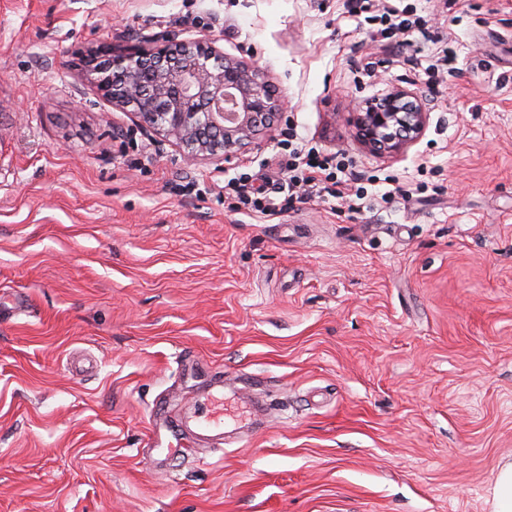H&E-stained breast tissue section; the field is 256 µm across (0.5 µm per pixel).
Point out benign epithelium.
I'll return each instance as SVG.
<instances>
[{"instance_id":"obj_1","label":"benign epithelium","mask_w":512,"mask_h":512,"mask_svg":"<svg viewBox=\"0 0 512 512\" xmlns=\"http://www.w3.org/2000/svg\"><path fill=\"white\" fill-rule=\"evenodd\" d=\"M101 53L107 59L91 83L102 97L191 160L231 161L282 108L253 64L225 55L213 40H154L148 50L104 47ZM429 121L418 92L401 85L378 101L354 103L348 113L364 149L392 156L415 145Z\"/></svg>"}]
</instances>
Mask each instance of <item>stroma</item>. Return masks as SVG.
Instances as JSON below:
<instances>
[{"mask_svg":"<svg viewBox=\"0 0 512 512\" xmlns=\"http://www.w3.org/2000/svg\"><path fill=\"white\" fill-rule=\"evenodd\" d=\"M0 0V512H490L512 461V0ZM217 39L285 108L185 159L90 82L91 49ZM419 89L401 157L355 101ZM367 194L231 211L288 133ZM260 432L155 450L206 413Z\"/></svg>","mask_w":512,"mask_h":512,"instance_id":"1","label":"stroma"}]
</instances>
